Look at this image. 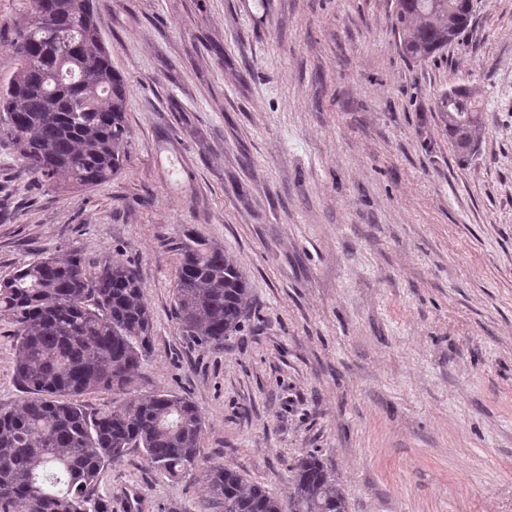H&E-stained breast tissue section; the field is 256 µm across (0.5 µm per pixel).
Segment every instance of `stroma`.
<instances>
[{
	"label": "stroma",
	"instance_id": "1",
	"mask_svg": "<svg viewBox=\"0 0 512 512\" xmlns=\"http://www.w3.org/2000/svg\"><path fill=\"white\" fill-rule=\"evenodd\" d=\"M129 81L124 170L63 193L0 142V280L78 249L136 270L153 345L129 388L190 397L201 466L131 449L108 512H223L204 468L286 497L300 457L348 512H512V0H473L465 35L406 58L394 0H98ZM31 0H0V84ZM484 100L459 161L442 92ZM219 242L250 305L220 345L173 315L185 229ZM0 313V409L28 397Z\"/></svg>",
	"mask_w": 512,
	"mask_h": 512
}]
</instances>
